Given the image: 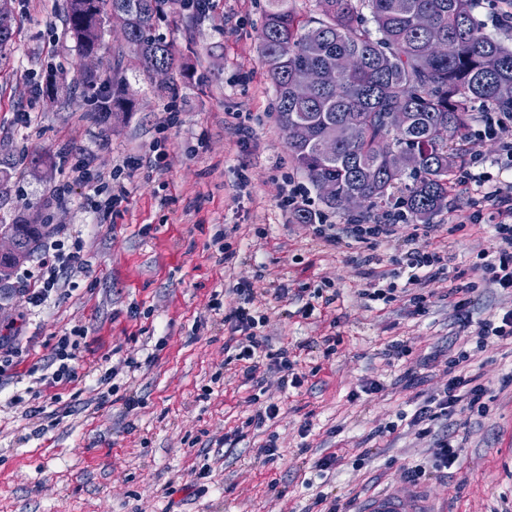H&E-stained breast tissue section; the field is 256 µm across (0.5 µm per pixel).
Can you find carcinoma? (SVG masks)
<instances>
[{"instance_id":"1","label":"carcinoma","mask_w":512,"mask_h":512,"mask_svg":"<svg viewBox=\"0 0 512 512\" xmlns=\"http://www.w3.org/2000/svg\"><path fill=\"white\" fill-rule=\"evenodd\" d=\"M198 0H68V33L82 52L101 49L105 24L114 12L130 20V45L148 71L173 70L172 43L158 31L164 6L196 10ZM475 0H319L320 17L304 20L291 0H266L259 34L262 61L277 95L282 130L293 161L314 186L336 182L333 211L347 212L344 198L363 194L368 210L390 204L425 224L448 204L449 175L459 157L453 147L468 126L469 104L480 102L512 114V49L485 30L474 14ZM425 13L435 30L452 41L448 54L427 48L416 16ZM358 58L357 67L320 84L306 100L293 86L307 69L330 65L340 54ZM98 114L122 110L117 91L98 95ZM404 114L407 128L394 130L388 117ZM336 136V154L320 142ZM18 239V254L0 260L9 276L40 238L39 225L0 224Z\"/></svg>"}]
</instances>
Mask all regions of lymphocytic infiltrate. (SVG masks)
I'll return each mask as SVG.
<instances>
[{
    "label": "lymphocytic infiltrate",
    "instance_id": "lymphocytic-infiltrate-1",
    "mask_svg": "<svg viewBox=\"0 0 512 512\" xmlns=\"http://www.w3.org/2000/svg\"><path fill=\"white\" fill-rule=\"evenodd\" d=\"M488 200L494 207L491 214L492 247L481 252L480 257L490 282L498 288L508 290L512 288V181L500 182L491 191ZM395 234V225L387 223L348 224L341 229L332 224H323L318 229L319 237L331 245L348 241L366 245L370 249L390 241ZM68 237V232L63 230L57 237L43 242L37 276L27 273L17 276L16 284L27 295L32 306L37 307L44 303L58 290L63 273L79 266V254L68 248ZM456 293L461 326L465 329L474 328L478 347L484 348L491 342L512 339V310L474 323L469 317V289L460 287ZM211 308L223 311V321L230 332L226 347L234 351L236 360L245 362L244 376L255 390L263 388L261 358H268L270 365L282 372L291 371L292 363L287 349L269 351L268 337L257 334L256 328L263 323V316L255 314L244 303L226 310L221 303L215 302ZM80 345L79 336L60 337L52 360L40 377L41 383L55 387L76 381L74 362ZM470 359V353L463 350L457 359L449 361L446 367L448 382L443 391L428 395L417 403L409 420L417 434L432 436L434 464L441 469L451 468L460 455L461 444L452 428L454 417L463 413L481 417L488 411L485 403L488 388L480 383L478 374L468 369L467 363Z\"/></svg>",
    "mask_w": 512,
    "mask_h": 512
}]
</instances>
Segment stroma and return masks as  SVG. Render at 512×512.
I'll list each match as a JSON object with an SVG mask.
<instances>
[{
  "instance_id": "obj_1",
  "label": "stroma",
  "mask_w": 512,
  "mask_h": 512,
  "mask_svg": "<svg viewBox=\"0 0 512 512\" xmlns=\"http://www.w3.org/2000/svg\"><path fill=\"white\" fill-rule=\"evenodd\" d=\"M264 7L212 0L202 14L167 10L159 31L176 66L166 77L144 71L120 36L105 33L89 64L104 80L121 73L131 105L101 122L96 89L79 82L86 63L67 30L66 0H11L15 35L0 52V169L9 175L0 224L41 216L81 231L83 269L38 307L0 283V333L23 344L21 362L0 376V512H320V497L351 507L403 489L417 464L440 512H512V341L475 351L447 296L475 283L476 322L512 309V292L472 267L492 231L459 184L469 171L512 178V159L485 132L487 108H471L448 207L429 234L405 216L377 249L327 244L282 206L295 184V208L324 224L349 221L320 202L277 123L258 39ZM37 155L50 165L36 172ZM82 163L119 172L127 194L110 213L96 212L87 187L59 194L63 169ZM424 246L449 257L450 276L417 314L406 253ZM373 284L392 289L390 302L362 297ZM243 288L267 314L273 348H287L304 377L286 389L278 370L265 371V397L280 412L260 428L245 424L253 390L208 308L215 294L237 306ZM76 329L85 333L78 380L43 388L59 336ZM395 342L407 349L398 361L385 354ZM447 350L472 352L494 403L487 417L458 421L464 448L438 473L429 439L400 416L447 383L436 357ZM368 380L380 390L361 393ZM37 403L46 412L30 417ZM390 422L394 433L377 436ZM234 433L240 441L225 445ZM271 442L270 461L261 449ZM332 453L335 467L318 471Z\"/></svg>"
}]
</instances>
